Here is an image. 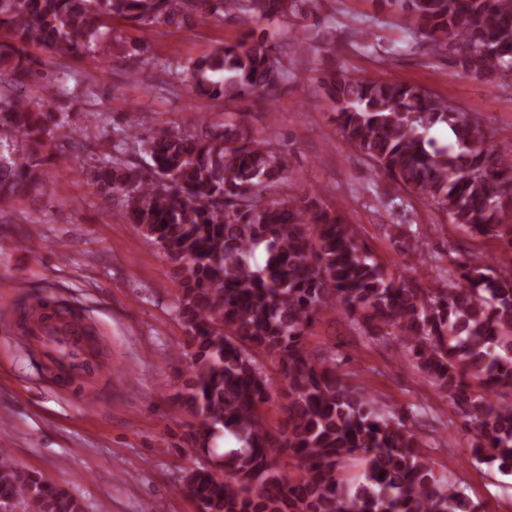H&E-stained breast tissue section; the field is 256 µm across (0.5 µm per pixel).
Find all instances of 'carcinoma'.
I'll use <instances>...</instances> for the list:
<instances>
[{"label":"carcinoma","mask_w":512,"mask_h":512,"mask_svg":"<svg viewBox=\"0 0 512 512\" xmlns=\"http://www.w3.org/2000/svg\"><path fill=\"white\" fill-rule=\"evenodd\" d=\"M417 20L413 45L448 53L473 77L512 81V0H399ZM288 0H0V208L44 183V164L71 128L53 107L54 84H39L31 48L86 57L100 27L119 18L177 24L200 14L252 19L288 13ZM222 75L219 80L213 79ZM283 78L263 40L226 44L194 65L203 100L272 99ZM347 143L376 174L413 190L448 222L512 249V143L489 145L480 119L423 87L328 72L322 79ZM445 125L454 142L429 133ZM112 153L89 171L119 195L121 214L173 264L177 316L188 333L185 391L191 444L223 471L196 488L207 512H475L464 492L435 473L420 439L396 412H380L340 373L336 355L314 352L307 334L324 310L356 320L369 339L399 342L417 369L473 432L479 463L512 473V267L472 255L438 274L441 288L390 275L346 223L303 190L275 187L288 151L255 139L244 117L224 129L142 130L130 112L103 129ZM134 144L151 166L129 164ZM397 243L423 255L424 242L397 226ZM263 249L264 264L251 262ZM263 355L287 382L284 429L272 435L261 408L276 396ZM238 444L217 451V439ZM286 454L291 481L274 468ZM83 512L66 489L0 461V507Z\"/></svg>","instance_id":"1"}]
</instances>
